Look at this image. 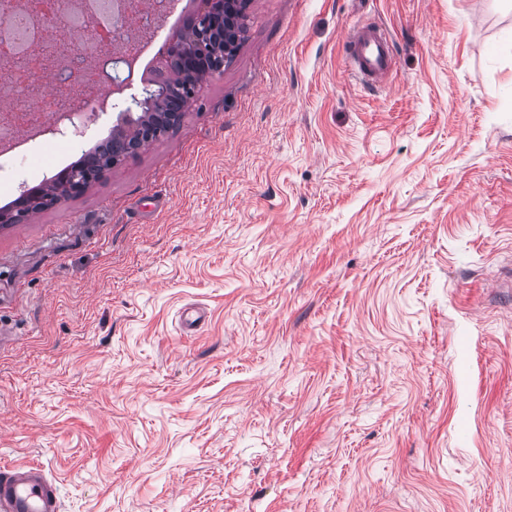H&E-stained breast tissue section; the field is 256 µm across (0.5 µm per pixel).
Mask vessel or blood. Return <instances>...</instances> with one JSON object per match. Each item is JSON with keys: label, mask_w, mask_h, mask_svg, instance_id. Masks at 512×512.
Masks as SVG:
<instances>
[{"label": "vessel or blood", "mask_w": 512, "mask_h": 512, "mask_svg": "<svg viewBox=\"0 0 512 512\" xmlns=\"http://www.w3.org/2000/svg\"><path fill=\"white\" fill-rule=\"evenodd\" d=\"M348 61L352 74L370 86L391 72L394 39L380 24H365L348 34ZM58 489L35 465L0 466V512H59Z\"/></svg>", "instance_id": "vessel-or-blood-1"}]
</instances>
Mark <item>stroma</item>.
I'll use <instances>...</instances> for the list:
<instances>
[{"mask_svg": "<svg viewBox=\"0 0 512 512\" xmlns=\"http://www.w3.org/2000/svg\"><path fill=\"white\" fill-rule=\"evenodd\" d=\"M244 25L180 125L0 227V465L61 512H512V0ZM348 61L351 73L362 85H373L391 72L394 39L383 24H365L348 34Z\"/></svg>", "mask_w": 512, "mask_h": 512, "instance_id": "stroma-1", "label": "stroma"}]
</instances>
